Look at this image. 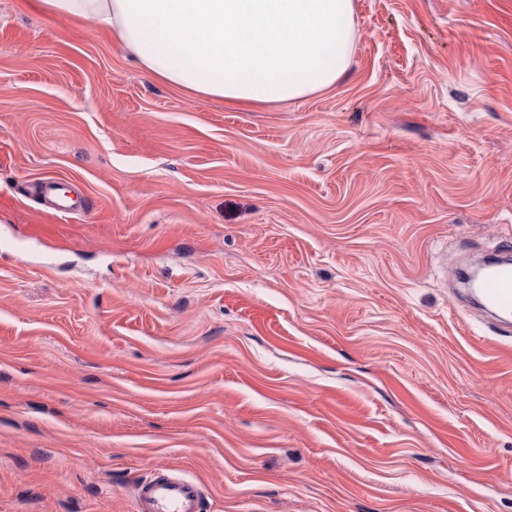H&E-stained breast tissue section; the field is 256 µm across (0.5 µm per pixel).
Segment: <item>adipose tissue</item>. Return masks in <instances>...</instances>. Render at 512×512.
Listing matches in <instances>:
<instances>
[{
  "label": "adipose tissue",
  "mask_w": 512,
  "mask_h": 512,
  "mask_svg": "<svg viewBox=\"0 0 512 512\" xmlns=\"http://www.w3.org/2000/svg\"><path fill=\"white\" fill-rule=\"evenodd\" d=\"M92 20L150 74L240 105L334 86L358 39L354 0H41Z\"/></svg>",
  "instance_id": "obj_1"
}]
</instances>
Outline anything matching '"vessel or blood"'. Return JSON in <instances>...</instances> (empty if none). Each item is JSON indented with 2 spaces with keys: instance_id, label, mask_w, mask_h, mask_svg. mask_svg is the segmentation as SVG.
Listing matches in <instances>:
<instances>
[{
  "instance_id": "b4317fda",
  "label": "vessel or blood",
  "mask_w": 512,
  "mask_h": 512,
  "mask_svg": "<svg viewBox=\"0 0 512 512\" xmlns=\"http://www.w3.org/2000/svg\"><path fill=\"white\" fill-rule=\"evenodd\" d=\"M476 294L485 310L503 323L512 322V264L490 268ZM203 496L198 483L159 473L137 484L134 512H201Z\"/></svg>"
}]
</instances>
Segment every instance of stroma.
Wrapping results in <instances>:
<instances>
[{
  "instance_id": "stroma-1",
  "label": "stroma",
  "mask_w": 512,
  "mask_h": 512,
  "mask_svg": "<svg viewBox=\"0 0 512 512\" xmlns=\"http://www.w3.org/2000/svg\"><path fill=\"white\" fill-rule=\"evenodd\" d=\"M335 86L240 107L0 0V512H512V0H355ZM52 178L81 199L55 216ZM482 307L510 326L512 316V264L490 268L475 290ZM202 487L174 474H156L135 488V512H202Z\"/></svg>"
}]
</instances>
